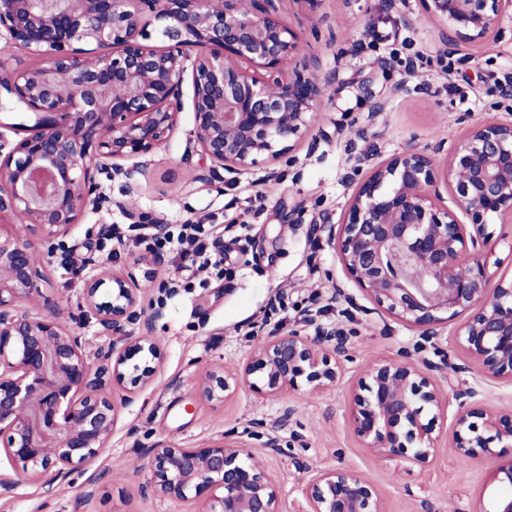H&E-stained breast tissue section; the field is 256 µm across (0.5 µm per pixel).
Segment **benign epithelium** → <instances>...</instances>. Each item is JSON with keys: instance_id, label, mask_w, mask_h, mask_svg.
<instances>
[{"instance_id": "benign-epithelium-1", "label": "benign epithelium", "mask_w": 512, "mask_h": 512, "mask_svg": "<svg viewBox=\"0 0 512 512\" xmlns=\"http://www.w3.org/2000/svg\"><path fill=\"white\" fill-rule=\"evenodd\" d=\"M296 0H0V40L38 58L20 68L0 56V114L23 104L36 122L18 132L0 121V448L30 480L49 483L108 447L119 403L154 380L160 352L144 333L124 346L88 354L57 313L21 303L44 277L32 243L37 228L65 246L88 208L115 202L102 180L139 172L178 127L183 83L191 73L192 137L209 172L249 173L293 150L311 129L332 82L299 63L288 21ZM458 36L505 33L512 0H422ZM165 39L150 45L149 28ZM444 183L454 207L442 204ZM512 216V120L472 123L444 165L416 148L375 166L350 196L341 224H326L349 279L377 307L424 339L456 322V344L481 378L512 382V280L493 276L483 247L489 220ZM141 289L99 265L81 289L80 315L126 335L141 317ZM347 338L277 331L245 364L210 370L197 382L208 401L241 384L274 399L305 385H336ZM427 368L373 363L349 398L352 426L365 447L423 467L434 457L436 422L456 403L452 449L489 462L491 479L512 487V406L490 409L470 386L443 389ZM152 492L195 499L200 512H284L275 479L251 462L242 443L221 438L201 448L159 442L148 449ZM306 512H385L377 489L345 467L318 471L305 490Z\"/></svg>"}]
</instances>
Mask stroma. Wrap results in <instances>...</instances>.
Wrapping results in <instances>:
<instances>
[{
    "label": "stroma",
    "instance_id": "stroma-1",
    "mask_svg": "<svg viewBox=\"0 0 512 512\" xmlns=\"http://www.w3.org/2000/svg\"><path fill=\"white\" fill-rule=\"evenodd\" d=\"M289 22L299 34L301 55L320 79H332L335 96L326 99L313 129L275 164L267 177L222 171L201 177L200 151L190 139L191 110H184L169 145L157 151L145 174L117 178L105 189L118 208L87 210L66 238L76 258L92 256L118 273L134 274L143 291L144 320L131 335L150 333L161 352L155 382L120 411L107 448L88 466L52 485L27 481L20 463L0 456V512H200L195 501L174 503L151 492L144 454L161 441L185 448L228 437L243 442L253 462L277 481L286 512H305V488L322 469L347 467L380 493L386 512H490L502 486L490 483L487 463L455 455L454 415L436 427L437 453L424 469L365 448L348 414V399L368 367L379 360L431 361L454 366L450 378L463 386L479 383L491 408L512 405V384L476 380L454 340L442 326L426 341L366 297L349 304L356 291L324 224L340 223L353 189L372 167L414 147L446 160L463 134L464 118H512V97L499 86L512 72V39L472 42L452 36L428 17L420 0L388 10L384 0H296ZM413 39L416 48L450 54L451 70L423 68L407 73L391 59L392 30ZM384 111H374L376 102ZM134 209L178 224L200 218L215 226L229 256L231 274L200 273L193 288L158 304V285L175 275L172 263L142 278L143 247L127 239L119 252L99 249L101 230L126 223ZM485 251L495 279L512 278V219H492ZM44 278L28 304L42 311L51 303L60 320L80 334L87 351L107 343L96 320H79V297L88 266L72 269L60 254L42 257ZM341 329L348 355L338 386L306 388L275 399L240 385L224 402L201 398L196 382L211 369L247 361L275 329L313 333L315 325ZM276 437L278 450L267 448Z\"/></svg>",
    "mask_w": 512,
    "mask_h": 512
}]
</instances>
